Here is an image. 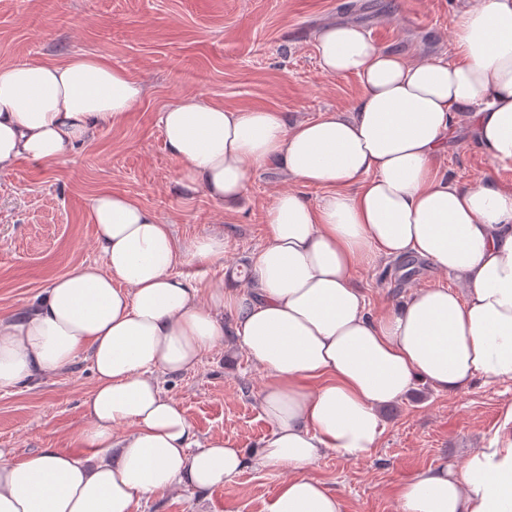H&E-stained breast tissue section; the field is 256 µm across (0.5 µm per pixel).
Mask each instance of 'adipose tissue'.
<instances>
[{"label": "adipose tissue", "instance_id": "1", "mask_svg": "<svg viewBox=\"0 0 512 512\" xmlns=\"http://www.w3.org/2000/svg\"><path fill=\"white\" fill-rule=\"evenodd\" d=\"M455 44L454 62L412 61L357 25H328L316 38L319 64L359 79L351 107L291 124L273 109L195 96L164 109L165 146L187 191L232 203L274 163L327 194L315 206L276 195L246 288L218 280L204 300L176 269L223 261L222 236L186 249L130 198L93 197L100 261L0 320V391L88 354L95 383L76 434L82 452L46 448L15 461L0 449V512H132L249 468L288 471L268 512H345L312 468L330 452L371 457L383 410L416 381L454 393L478 378L512 382V188L461 186L436 166L465 119L492 162L512 168V0L465 10ZM144 94L95 56L0 66V172L58 162L123 123ZM407 255L452 272L462 291L419 289L369 314L357 264ZM229 331L266 377L258 407L270 429L251 448L198 439L160 384L194 369ZM397 502L398 512H512V403L481 448L404 482Z\"/></svg>", "mask_w": 512, "mask_h": 512}]
</instances>
